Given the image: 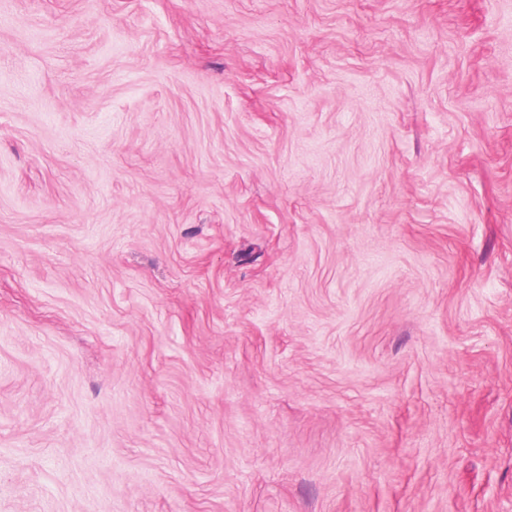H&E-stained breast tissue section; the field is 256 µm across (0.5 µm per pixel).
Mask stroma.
Here are the masks:
<instances>
[{
  "label": "stroma",
  "mask_w": 512,
  "mask_h": 512,
  "mask_svg": "<svg viewBox=\"0 0 512 512\" xmlns=\"http://www.w3.org/2000/svg\"><path fill=\"white\" fill-rule=\"evenodd\" d=\"M0 512H512V0H0Z\"/></svg>",
  "instance_id": "1"
}]
</instances>
